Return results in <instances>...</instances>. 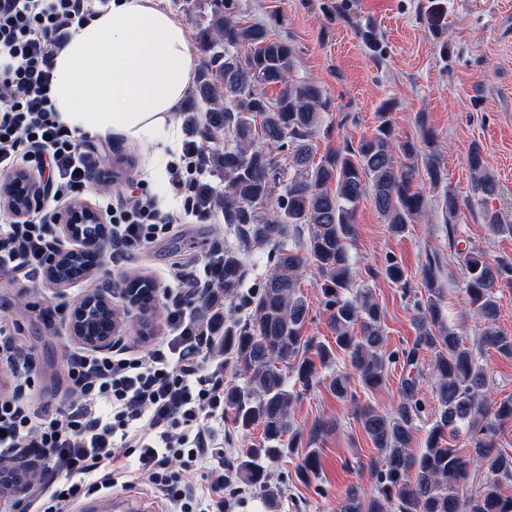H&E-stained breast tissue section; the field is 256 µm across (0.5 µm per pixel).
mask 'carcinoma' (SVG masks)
I'll return each instance as SVG.
<instances>
[{
  "mask_svg": "<svg viewBox=\"0 0 512 512\" xmlns=\"http://www.w3.org/2000/svg\"><path fill=\"white\" fill-rule=\"evenodd\" d=\"M211 6L197 38L214 51L218 70L206 68L200 73L193 97L209 105V133L226 129L236 140L233 148L213 158L224 176V216L231 224L243 225L252 242L273 246L272 269L247 300L253 306L249 324L242 327L224 316V355L245 375L244 386L224 394V406L232 410L235 427L262 429V442L246 449L238 464L241 478L259 486L266 504L274 506L278 489L270 484L265 463L294 447L299 438L289 423L288 365L297 362L296 378L307 387L315 381L317 369L311 362L297 361L300 350L315 348L325 365L336 348L367 388L383 382L390 364L416 370L402 380L395 413L385 414L370 404L359 407L357 419L380 457L373 470L375 488L366 499L348 498L338 512H512V493L503 490L512 483V455L493 454L500 425L512 420V397L489 403L486 368L443 319L437 264L430 261L422 269L424 296L414 303L418 335L400 351L387 348L379 304L363 291L351 293L349 246L357 204L370 198L392 232H404L424 207L413 180L422 173L431 186H437L443 178L439 161L431 156L424 171L415 167L422 147L395 140L389 101L378 110L374 133L357 148L338 147L314 161L310 138L320 112L328 107L321 86L292 79L293 49L288 41L273 37L261 23L234 20L235 0H211ZM267 88L277 89V97H267ZM257 121L262 139L275 150L287 151L293 170L277 196L279 213L273 217L262 211V205L275 191L279 159L255 146ZM469 167L483 198L494 196L497 184L479 150L471 152ZM291 224L310 225L306 243L288 241ZM458 254L469 309L495 321L496 288L512 275V258L490 263L483 251L470 246ZM308 259L322 275L332 345L314 344L302 336L309 307L297 272ZM239 280V262L224 257V298L236 295ZM482 342L512 359L511 333L490 326ZM426 357L437 408L427 446L414 456L410 445L424 414L419 365ZM460 434L474 448L471 461L448 447L447 438ZM473 461L486 466L487 474L469 484ZM319 469V451L310 448L302 475L315 476Z\"/></svg>",
  "mask_w": 512,
  "mask_h": 512,
  "instance_id": "1",
  "label": "carcinoma"
}]
</instances>
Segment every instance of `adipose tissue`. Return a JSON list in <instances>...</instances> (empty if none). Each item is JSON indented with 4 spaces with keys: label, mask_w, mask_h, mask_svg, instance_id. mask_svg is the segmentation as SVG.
Returning <instances> with one entry per match:
<instances>
[{
    "label": "adipose tissue",
    "mask_w": 512,
    "mask_h": 512,
    "mask_svg": "<svg viewBox=\"0 0 512 512\" xmlns=\"http://www.w3.org/2000/svg\"><path fill=\"white\" fill-rule=\"evenodd\" d=\"M196 66L185 28L161 0H112L54 51L57 121L74 134L145 142L160 176L180 139L173 115Z\"/></svg>",
    "instance_id": "ef3b65f1"
}]
</instances>
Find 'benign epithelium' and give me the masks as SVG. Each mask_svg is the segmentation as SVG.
<instances>
[{
  "mask_svg": "<svg viewBox=\"0 0 512 512\" xmlns=\"http://www.w3.org/2000/svg\"><path fill=\"white\" fill-rule=\"evenodd\" d=\"M49 187L34 174L15 169L0 174V208L24 218L43 206ZM49 223L58 228L51 245L53 253L44 271L46 283L67 300V340L77 348L96 353H110L124 340L122 312L136 313L140 339L144 342L154 335L159 303V288L146 276L126 282L120 291L109 283L89 289L70 300L66 293L75 269L89 279L103 264L112 248V227L99 209L85 200L74 199L49 216ZM35 466V460L23 454L13 465L0 467V490L16 500L25 495V484L12 480V475Z\"/></svg>",
  "mask_w": 512,
  "mask_h": 512,
  "instance_id": "1",
  "label": "benign epithelium"
}]
</instances>
